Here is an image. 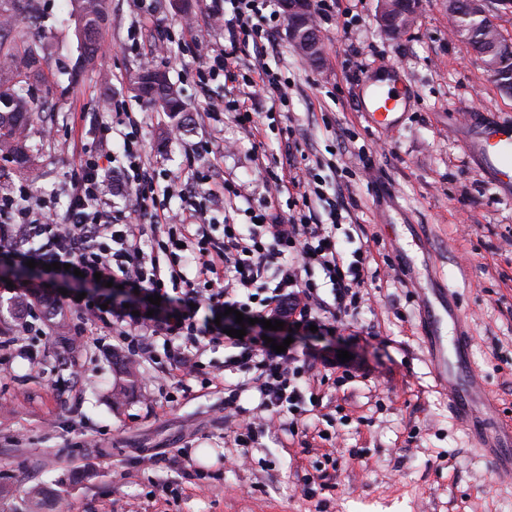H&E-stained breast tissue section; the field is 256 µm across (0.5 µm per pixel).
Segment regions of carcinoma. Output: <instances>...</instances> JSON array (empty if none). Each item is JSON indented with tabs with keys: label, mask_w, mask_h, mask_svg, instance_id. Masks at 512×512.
<instances>
[{
	"label": "carcinoma",
	"mask_w": 512,
	"mask_h": 512,
	"mask_svg": "<svg viewBox=\"0 0 512 512\" xmlns=\"http://www.w3.org/2000/svg\"><path fill=\"white\" fill-rule=\"evenodd\" d=\"M11 7L0 6V157L12 163V169L27 172L39 154L34 141L35 121L42 109L33 97L34 82L41 75V64L51 52L47 42L33 41L24 30L14 27L13 15L26 14L35 27L41 14L35 0H9ZM69 13L77 18L78 57L69 75L99 73L101 27L109 11V0H68ZM454 34L480 54L498 38L497 51L491 56L500 78L501 89H512V39L490 29L487 19L470 6V0H448ZM130 89L146 99L158 112L179 117L186 104L167 73L155 66H144L131 74Z\"/></svg>",
	"instance_id": "obj_1"
}]
</instances>
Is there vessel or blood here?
<instances>
[{
    "instance_id": "vessel-or-blood-1",
    "label": "vessel or blood",
    "mask_w": 512,
    "mask_h": 512,
    "mask_svg": "<svg viewBox=\"0 0 512 512\" xmlns=\"http://www.w3.org/2000/svg\"><path fill=\"white\" fill-rule=\"evenodd\" d=\"M364 103L362 110L371 126L381 128L394 121V114L406 100V94L397 75L380 80L373 75L361 79ZM470 151L496 177L512 175V127L494 125L483 128L469 141ZM453 356L437 354L436 361L448 378V411L469 432L476 444L487 445L490 456L502 474L512 475V429L496 430L488 418L473 408V379L468 354V338L454 336Z\"/></svg>"
}]
</instances>
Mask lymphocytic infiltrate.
<instances>
[{"instance_id": "lymphocytic-infiltrate-1", "label": "lymphocytic infiltrate", "mask_w": 512, "mask_h": 512, "mask_svg": "<svg viewBox=\"0 0 512 512\" xmlns=\"http://www.w3.org/2000/svg\"><path fill=\"white\" fill-rule=\"evenodd\" d=\"M268 0H211L209 17L224 26L230 46L206 56L197 71L198 83L242 82V97L210 104L211 117L232 110L242 126H252L248 105L260 94L272 109L288 103V82L281 71L256 59L248 77H241L238 54L243 45L260 43L271 31ZM138 119L132 113L101 123L97 146L84 152L68 181L69 205L58 216L45 202H33L26 184L0 187V262L48 265L45 276L25 290L41 300H55L83 317L78 329L84 347L113 340L137 361L149 360L156 341L165 352L172 376L203 378L205 385L224 388L225 419L235 445L247 448L259 437L286 430L289 416L301 414L315 378L305 360L293 351L272 350L263 340V321L280 320L296 335L318 331L326 336L343 329L346 318L365 302L370 249H357L345 259L331 232L340 223L338 209L320 219L316 202L325 195L310 171L283 168L268 182V195L251 210L247 224L224 215V184L211 174L195 173L197 189L177 191L161 184L150 162L142 157ZM121 142L126 180L132 201L112 205L104 192V171L114 162L110 149ZM180 195V211L164 200ZM289 195L292 207L282 210ZM149 224H142V215ZM153 234L156 251L145 254L143 236ZM320 269L331 285L333 305H326L319 286L309 277ZM114 290H107L106 282ZM160 296L152 306L150 296ZM226 312L225 326L208 318ZM250 318L243 338H233L235 313ZM44 316L32 311L14 332L0 336V355L36 361L28 339L41 332ZM224 347L225 376H205L200 360L205 349ZM236 381H227V373ZM258 395L255 407L240 405L243 392Z\"/></svg>"}]
</instances>
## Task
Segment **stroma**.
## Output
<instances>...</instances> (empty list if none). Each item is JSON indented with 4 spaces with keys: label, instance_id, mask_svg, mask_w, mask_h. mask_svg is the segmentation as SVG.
<instances>
[{
    "label": "stroma",
    "instance_id": "1",
    "mask_svg": "<svg viewBox=\"0 0 512 512\" xmlns=\"http://www.w3.org/2000/svg\"><path fill=\"white\" fill-rule=\"evenodd\" d=\"M40 27L52 53L34 93L44 105L42 127L56 135L28 178L35 195L64 214L69 174L80 152L96 144L92 113L123 100L140 122L144 154L161 178L193 186V169L242 192L236 223L258 204L269 173L284 156L316 167L327 198L343 200L349 216L335 229L344 254L369 246V302L343 336H298L293 349L315 371L323 359L350 353L345 374L325 384L314 410L301 415L297 435L265 436L240 451L226 443L224 391L187 386L170 376L163 353L131 363L104 346L82 355L83 370L55 368L77 343L78 315H55L32 349L40 361L0 360V512H512V480L477 450L448 412V392L431 358L434 337L449 341V308L463 316L479 396L489 418L512 424V181L493 180L465 149L477 126L512 123V96L500 91L476 53L453 35L448 0H422L411 28L386 36L379 0H342L318 21L322 57L311 64L288 39L280 19L264 59L287 78L288 105L252 106L253 127L233 113L208 119L210 102L235 96L231 85L202 89L194 73L201 48L222 49L224 30L207 15L208 0L190 14L169 0H110L101 32L100 73L69 83L63 66L77 56L76 21L65 0H39ZM177 27L166 67L183 90L189 121L182 128L130 89L140 65L131 31L148 40ZM399 71L409 92L395 123L371 128L357 102L368 72ZM209 140L212 153L191 157ZM132 369L125 398L112 388ZM192 460L182 469L178 449ZM150 456L156 464L139 466ZM37 488L46 504L32 502Z\"/></svg>",
    "mask_w": 512,
    "mask_h": 512
}]
</instances>
